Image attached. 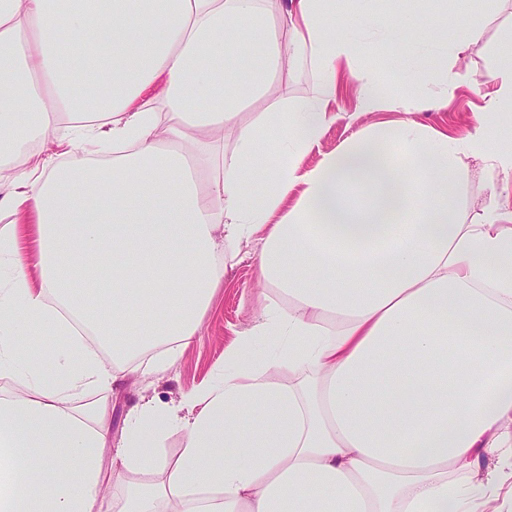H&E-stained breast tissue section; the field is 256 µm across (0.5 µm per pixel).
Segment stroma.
Segmentation results:
<instances>
[{
  "mask_svg": "<svg viewBox=\"0 0 512 512\" xmlns=\"http://www.w3.org/2000/svg\"><path fill=\"white\" fill-rule=\"evenodd\" d=\"M448 8L458 12L463 24L483 23L482 43L445 61L438 57L431 59L429 78L409 87L393 85L381 108L371 114L359 112L356 85L348 78L347 66H340L331 106L337 118L308 149L303 167H313L324 154L336 150L368 126L405 119L452 135L464 133L483 120L497 136L512 140V104L488 112L485 83L488 70L500 58L512 54V41L501 36L503 30L512 28V0H497L493 5L488 0H448ZM446 72L460 74L462 80L449 97L447 107L431 109L429 103L440 92L442 75ZM504 184L499 171L484 175L469 171L461 178L457 205L470 214H479L487 202L490 187L500 188ZM254 249V243L241 244L238 259L227 267L197 336L173 366L166 372L128 381L109 395L113 433H120L127 409L140 398L168 405L179 403L185 394L209 381L215 369L223 366L225 354L238 333L253 323L265 303L267 289L260 282L252 259Z\"/></svg>",
  "mask_w": 512,
  "mask_h": 512,
  "instance_id": "35a3bbf8",
  "label": "stroma"
}]
</instances>
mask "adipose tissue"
<instances>
[{"label":"adipose tissue","mask_w":512,"mask_h":512,"mask_svg":"<svg viewBox=\"0 0 512 512\" xmlns=\"http://www.w3.org/2000/svg\"><path fill=\"white\" fill-rule=\"evenodd\" d=\"M326 2L279 0L275 35L262 0H0V378L16 383L0 387V512H102L107 467L117 512L512 506V202L491 192L475 220L455 205L462 160L511 177L512 145L483 123L452 136L406 120L302 166L341 60L394 46L418 80L437 42L455 52L482 30L346 0L343 38ZM304 61L313 91L276 94L272 75ZM262 98L274 111L243 122ZM51 135L63 161L27 151ZM254 239L276 297L181 407L140 401L113 435L106 393L173 364L224 274L217 257ZM45 325L63 350H30ZM270 335L284 345L259 357ZM154 471L166 480H127Z\"/></svg>","instance_id":"ef3b65f1"}]
</instances>
